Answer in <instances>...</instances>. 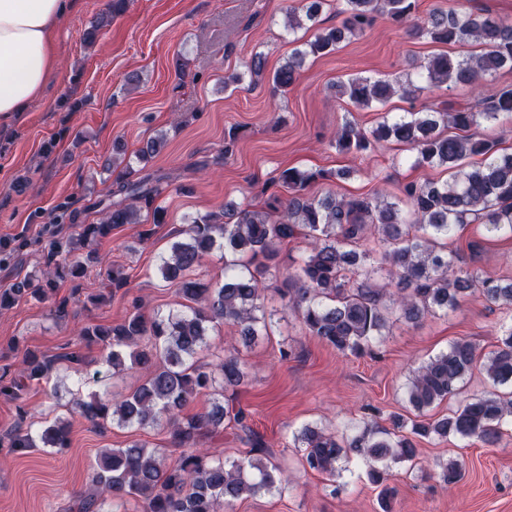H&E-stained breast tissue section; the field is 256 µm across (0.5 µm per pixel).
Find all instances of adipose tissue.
I'll list each match as a JSON object with an SVG mask.
<instances>
[{"instance_id":"adipose-tissue-1","label":"adipose tissue","mask_w":512,"mask_h":512,"mask_svg":"<svg viewBox=\"0 0 512 512\" xmlns=\"http://www.w3.org/2000/svg\"><path fill=\"white\" fill-rule=\"evenodd\" d=\"M72 0H0V123L26 111L57 69L55 38Z\"/></svg>"}]
</instances>
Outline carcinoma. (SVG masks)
Wrapping results in <instances>:
<instances>
[{
    "label": "carcinoma",
    "mask_w": 512,
    "mask_h": 512,
    "mask_svg": "<svg viewBox=\"0 0 512 512\" xmlns=\"http://www.w3.org/2000/svg\"><path fill=\"white\" fill-rule=\"evenodd\" d=\"M325 2L300 0L288 10V30L303 29L310 37L274 71V93L288 91L306 58L331 54L363 34L379 15L433 44L479 48L475 53L434 54L402 79L349 77L336 83V95L357 109L382 108L396 95L410 99L426 89L469 86L475 94L472 103L451 110L431 104L418 111L385 112L369 133L346 120L336 132L341 152L360 153L382 142H397L414 152L417 162L441 167L449 177L409 184L401 198L384 190L372 199L346 198L308 193L315 184L347 178L346 169L284 168L271 180L275 190L263 207L226 206L220 212L187 216L172 231L157 271L188 301L186 309L147 314L134 300L122 322L82 328L73 351L54 357L30 351L15 370L1 368L0 397L15 403L19 422L0 433V447L18 456L39 446L55 454L69 448V429L63 422L49 423L35 434L23 427L24 395L62 364L84 363L82 348L108 349L114 375L129 368L147 372L145 381L120 399L109 402L94 394L88 400L77 397L73 404L97 426L112 422L119 427L167 428L169 447L178 451L177 458L168 463L158 449L141 440L110 448L92 471L93 491L74 500L68 512H100L101 502L108 498H133L140 502V512H235L240 499L286 490L288 476L270 460L264 442L254 433L246 435L251 448L243 458L224 459L204 448L232 423L248 430L247 415L235 405V398L250 382L242 349L268 335L276 315L264 304L268 280L282 279L280 298L310 336L354 356L368 353L396 322L414 325L428 314L448 313L477 283L486 304L512 318V280L482 279L457 267L459 257L448 251V240L465 224H482L492 235H512V152L480 132L483 124L512 115V85L489 97L480 93L487 78L512 69V22L479 7L437 9L419 22L418 0H342L345 18L324 27ZM128 4L129 0H108L105 15L84 34L85 42H95L98 30L122 15ZM265 71L266 57L256 52L243 70L224 76V90L233 91L246 81L256 85ZM163 143L162 135L150 138L128 158L125 144L114 142L112 166L117 175L100 221L87 224L80 211H70L73 231L49 242L45 270L0 290L1 312L23 299H51L63 281L73 283L77 292L93 267L103 276V288L89 296L91 304L127 294L126 268L101 267L102 258L93 245L116 226L140 223L143 212L154 224L166 223L167 211L157 203L165 176L137 178L134 168V163L152 159ZM283 190L288 197L281 195ZM298 236L309 241V249L291 258L283 270L282 246ZM371 237L382 249L379 267L368 264L375 253L366 247ZM26 246L24 239L0 242V264L17 263ZM216 249L224 251V281L214 284L193 277ZM221 323L237 327L238 338L216 355V363H205L203 358L212 351L209 329ZM477 367L492 390L465 397L446 415L429 417L431 409L459 394L464 378ZM405 394L414 416L393 414L390 428L362 421L352 425V434L340 438L316 425L304 426L294 435L303 468L331 481L355 456L366 467L368 481L381 487L386 508L394 495L390 467L414 462L420 440L497 443L503 423L512 418V324L503 327L496 349L485 357L471 341L452 342L409 375ZM200 395L209 397V406L200 413H185ZM436 467L437 478L445 485L464 477L456 460Z\"/></svg>",
    "instance_id": "1"
}]
</instances>
